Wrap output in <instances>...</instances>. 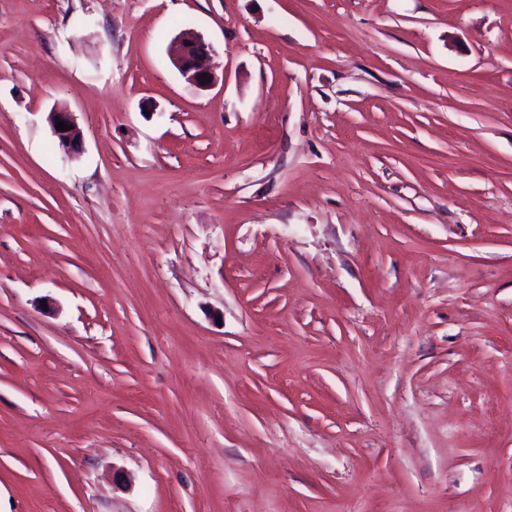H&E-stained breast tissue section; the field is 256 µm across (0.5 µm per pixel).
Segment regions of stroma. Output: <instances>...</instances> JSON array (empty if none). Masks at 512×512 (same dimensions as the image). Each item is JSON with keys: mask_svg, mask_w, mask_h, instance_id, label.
I'll return each mask as SVG.
<instances>
[{"mask_svg": "<svg viewBox=\"0 0 512 512\" xmlns=\"http://www.w3.org/2000/svg\"><path fill=\"white\" fill-rule=\"evenodd\" d=\"M0 512H512V0H0ZM211 51V45L194 30L180 32L167 47V53L179 74L199 91L209 89L216 80L206 64ZM58 121H63L68 126H73V129L65 132L57 131L56 125ZM50 123L59 145L71 152H78L80 150L82 137L71 112L55 108L50 112Z\"/></svg>", "mask_w": 512, "mask_h": 512, "instance_id": "obj_1", "label": "stroma"}]
</instances>
